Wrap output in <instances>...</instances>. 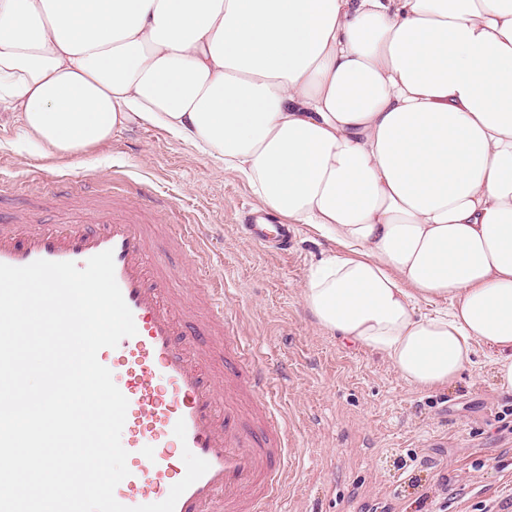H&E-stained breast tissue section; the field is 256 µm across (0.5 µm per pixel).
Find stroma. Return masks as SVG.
<instances>
[{
	"label": "stroma",
	"instance_id": "35a3bbf8",
	"mask_svg": "<svg viewBox=\"0 0 512 512\" xmlns=\"http://www.w3.org/2000/svg\"><path fill=\"white\" fill-rule=\"evenodd\" d=\"M91 179L107 195L124 180L156 198L143 215L155 255L186 298L185 317L201 316L207 292L224 289L240 333L283 376L281 408L300 462L270 512H367L378 502L417 512L425 493L445 512H512V394L497 386L487 356L448 387L410 388L379 356L322 332L305 309L306 276L339 254L334 241L297 224L291 251L279 257L240 233L245 209L262 204L239 173L149 124L48 159L23 138L18 114L0 105V183L10 205L42 196L40 218L52 225L62 218L56 189L75 193ZM185 224L198 237L201 265L179 244Z\"/></svg>",
	"mask_w": 512,
	"mask_h": 512
}]
</instances>
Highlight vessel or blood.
<instances>
[{
  "instance_id": "vessel-or-blood-1",
  "label": "vessel or blood",
  "mask_w": 512,
  "mask_h": 512,
  "mask_svg": "<svg viewBox=\"0 0 512 512\" xmlns=\"http://www.w3.org/2000/svg\"><path fill=\"white\" fill-rule=\"evenodd\" d=\"M141 208L138 195L127 193L121 205L90 208L79 223L49 226L29 209L0 213V264L43 259L81 267L112 251L137 330L98 353L128 400L121 444L129 474L114 491L120 504L165 500L186 473L188 450L209 468L180 496L175 512H262L281 495L296 455L290 425L274 407L277 389L248 340L230 332L223 289L208 294L203 320H184L186 302L175 295L171 269L149 260ZM241 229L268 252L287 254V225L256 212ZM180 420L182 440L174 434Z\"/></svg>"
}]
</instances>
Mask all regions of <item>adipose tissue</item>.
Here are the masks:
<instances>
[{
  "mask_svg": "<svg viewBox=\"0 0 512 512\" xmlns=\"http://www.w3.org/2000/svg\"><path fill=\"white\" fill-rule=\"evenodd\" d=\"M0 103L46 157L151 124L220 159L343 247L323 332L512 392V0H0Z\"/></svg>",
  "mask_w": 512,
  "mask_h": 512,
  "instance_id": "obj_1",
  "label": "adipose tissue"
}]
</instances>
